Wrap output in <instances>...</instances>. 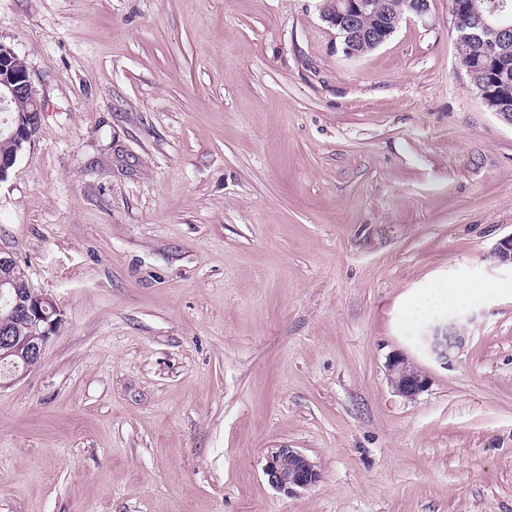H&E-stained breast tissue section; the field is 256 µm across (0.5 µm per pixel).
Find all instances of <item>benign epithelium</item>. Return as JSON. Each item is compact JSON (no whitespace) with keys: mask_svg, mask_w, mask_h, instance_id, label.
<instances>
[{"mask_svg":"<svg viewBox=\"0 0 512 512\" xmlns=\"http://www.w3.org/2000/svg\"><path fill=\"white\" fill-rule=\"evenodd\" d=\"M428 11L429 0H406V19L422 20L428 15ZM367 12L371 13L373 23L361 30L359 21ZM495 15L505 18L494 0H489L485 7L480 0H459L452 9L458 42L465 43L482 35H492L498 39L502 32L512 29V24L493 26L492 17ZM322 18L341 38L343 53L347 57L363 55L359 45L365 40L369 42L371 49L378 48L397 29L389 12L370 11L368 0H325ZM16 61L18 55L15 51L0 44V102L8 104L21 97L28 105L27 111L31 112V118L26 122L19 117L10 122L5 120L0 126V136L13 141L20 150L35 136L43 108L34 94L28 68L17 67ZM460 65L467 73L482 69L491 75L493 86L480 88L479 95L492 112L512 124V82L508 79L509 72L512 71V58L502 51L480 52L469 57L467 61L460 62ZM492 255L497 265L512 266V234L499 240ZM0 298L5 300L10 312L23 313L38 330L35 336L18 339L17 345L24 351V362H40L46 345L62 324L60 309L47 294L36 291L28 280L21 285L0 281ZM463 343L464 339L459 335L456 326L450 324L443 334L436 333L431 336L430 349L438 361L448 366L456 359ZM14 353L16 350L10 348L0 354L3 365L7 366L0 374V387L6 379L12 382L18 379V364L7 360ZM388 376L394 390L408 399L416 398L430 384V378L425 372L400 356L389 360ZM263 473L270 486L288 495H294L298 490L314 485L320 478L314 462L294 448L269 449Z\"/></svg>","mask_w":512,"mask_h":512,"instance_id":"7a95c632","label":"benign epithelium"}]
</instances>
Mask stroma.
I'll list each match as a JSON object with an SVG mask.
<instances>
[{"instance_id":"obj_1","label":"stroma","mask_w":512,"mask_h":512,"mask_svg":"<svg viewBox=\"0 0 512 512\" xmlns=\"http://www.w3.org/2000/svg\"><path fill=\"white\" fill-rule=\"evenodd\" d=\"M322 6L0 0L43 105L0 250L63 313L0 388V512H512V292L401 311L512 282V126L449 0L357 58ZM451 319L447 367L426 338ZM278 447L319 481L271 487ZM500 286L492 282H457L446 283L434 281L427 289L412 298L407 311V320L410 323L416 321L419 316L431 310L451 308L454 305L472 302L481 297L500 290ZM388 376L394 390L408 399L416 398L426 391L430 384V378L425 372L400 356H394L389 360Z\"/></svg>"}]
</instances>
